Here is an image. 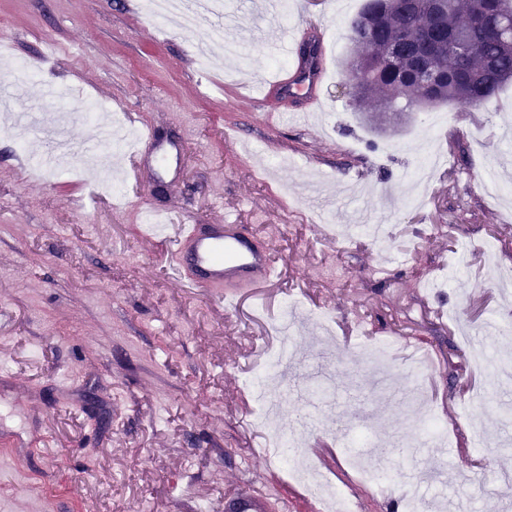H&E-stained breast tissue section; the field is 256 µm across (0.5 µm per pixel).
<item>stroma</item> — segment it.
I'll use <instances>...</instances> for the list:
<instances>
[{
    "label": "stroma",
    "instance_id": "stroma-1",
    "mask_svg": "<svg viewBox=\"0 0 512 512\" xmlns=\"http://www.w3.org/2000/svg\"><path fill=\"white\" fill-rule=\"evenodd\" d=\"M363 2L290 0L283 16L224 0L235 25L222 35L240 54L205 61L211 29L152 18L144 0H0V43L28 67L0 63V83L20 93L0 102V449L28 472L0 467L6 512H224L240 493L266 512H320L269 445L298 415L306 452L352 512H403L411 497L512 512L488 483L512 461V380L485 405L468 400L487 386L476 351L512 356L500 282L512 191L483 188L512 180V85L481 106L352 108L345 23ZM310 25L323 34L322 105L298 124L288 116L303 89L258 96L284 68L270 41L304 44ZM75 80L94 114L67 120L69 164L39 170L46 148L21 146L13 115L52 118L45 84ZM131 112L180 143L182 161L136 173L135 144L106 143L123 173L112 192L84 146ZM157 207L173 226L252 229L277 277L230 308L188 287L169 271L168 239L136 232ZM290 308L292 367L256 399ZM407 340L435 360L418 379ZM416 385L449 432L444 451L417 437ZM376 436L414 453L377 458L383 479L369 484L346 458L372 454Z\"/></svg>",
    "mask_w": 512,
    "mask_h": 512
}]
</instances>
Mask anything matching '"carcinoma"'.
<instances>
[{
    "mask_svg": "<svg viewBox=\"0 0 512 512\" xmlns=\"http://www.w3.org/2000/svg\"><path fill=\"white\" fill-rule=\"evenodd\" d=\"M512 16V0H445L439 11L406 6L390 13V0H366L363 8L346 21L348 40L358 52L346 68H365L371 74L366 85L350 92L356 107L372 109L427 97L433 104L483 105L512 82V48L504 45L507 31L500 19ZM433 33L452 37L466 34L460 51L448 63L424 79L414 62L424 39ZM402 42L400 57L391 64L360 52L366 43Z\"/></svg>",
    "mask_w": 512,
    "mask_h": 512,
    "instance_id": "obj_1",
    "label": "carcinoma"
}]
</instances>
